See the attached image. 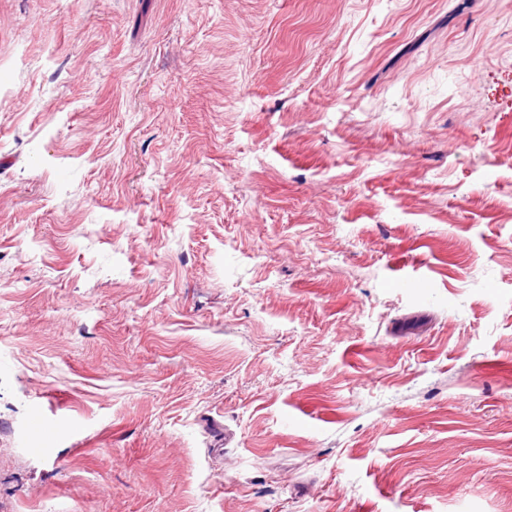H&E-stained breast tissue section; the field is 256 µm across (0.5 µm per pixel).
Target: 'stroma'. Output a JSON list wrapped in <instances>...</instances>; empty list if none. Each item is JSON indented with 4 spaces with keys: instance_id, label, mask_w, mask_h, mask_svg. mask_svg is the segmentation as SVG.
I'll list each match as a JSON object with an SVG mask.
<instances>
[{
    "instance_id": "1",
    "label": "stroma",
    "mask_w": 512,
    "mask_h": 512,
    "mask_svg": "<svg viewBox=\"0 0 512 512\" xmlns=\"http://www.w3.org/2000/svg\"><path fill=\"white\" fill-rule=\"evenodd\" d=\"M0 512H512V0H0Z\"/></svg>"
}]
</instances>
